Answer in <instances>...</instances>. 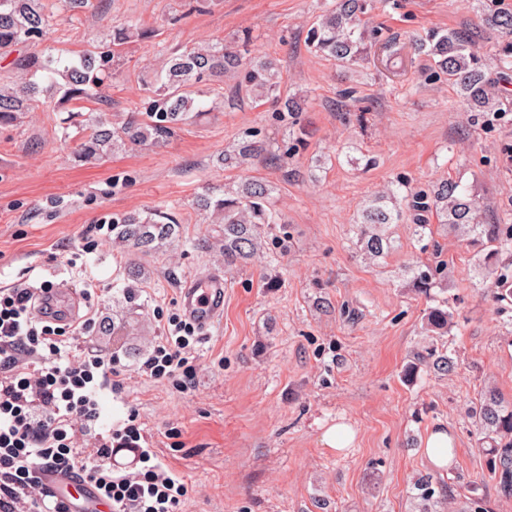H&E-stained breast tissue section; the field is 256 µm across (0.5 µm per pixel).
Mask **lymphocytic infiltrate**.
I'll use <instances>...</instances> for the list:
<instances>
[{
    "mask_svg": "<svg viewBox=\"0 0 512 512\" xmlns=\"http://www.w3.org/2000/svg\"><path fill=\"white\" fill-rule=\"evenodd\" d=\"M49 288L43 282L0 289V512H61L41 480L45 470L85 477L112 512H180L188 486L156 462L136 412L96 431L99 393L112 382V364L66 350L68 334H89L94 318L65 332L36 316V293ZM164 331L138 372L187 391L195 328L174 315ZM123 450L134 459L119 470L115 456Z\"/></svg>",
    "mask_w": 512,
    "mask_h": 512,
    "instance_id": "lymphocytic-infiltrate-1",
    "label": "lymphocytic infiltrate"
}]
</instances>
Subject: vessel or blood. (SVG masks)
I'll return each mask as SVG.
<instances>
[{"label": "vessel or blood", "mask_w": 512, "mask_h": 512, "mask_svg": "<svg viewBox=\"0 0 512 512\" xmlns=\"http://www.w3.org/2000/svg\"><path fill=\"white\" fill-rule=\"evenodd\" d=\"M227 283L222 272L213 271L186 281L180 292V308L186 320L201 332H209L224 310ZM43 483L55 492L64 512H112V506L99 499L81 477L43 471Z\"/></svg>", "instance_id": "vessel-or-blood-1"}]
</instances>
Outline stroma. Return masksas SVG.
<instances>
[{
  "label": "stroma",
  "instance_id": "obj_1",
  "mask_svg": "<svg viewBox=\"0 0 512 512\" xmlns=\"http://www.w3.org/2000/svg\"><path fill=\"white\" fill-rule=\"evenodd\" d=\"M325 0H221L183 12V0H104L77 20L58 17L45 47L67 57L90 49L113 22L133 16L187 47L250 35L280 71L277 98L248 97L224 81V106L180 130L162 148L129 145L99 165L70 155L78 130L63 134L65 112L40 106L0 129V288L66 281L98 296L92 335L78 350L110 359L113 387L101 392L100 424L136 410L153 452L183 477V512H420L414 481L440 477L456 498L480 481L491 512H512L485 480L471 400L495 389L512 401V302L491 297L495 279L475 270L477 245L445 224L424 238L394 224V251L372 259L355 248L362 206L388 190L430 191L457 181L476 192L487 224H512V82L501 83L504 113L473 122L456 89L419 50L434 31H458L497 74L501 39L483 10L512 0H379L367 16L368 53L348 65L313 54L309 29ZM151 43L127 49L101 109L121 123L138 111L142 81L160 68ZM300 97L288 124L278 98ZM259 133L267 153L247 169L218 162ZM247 176L272 187L280 221L263 239L273 263L225 270L216 227L192 205L205 189ZM177 208L180 240L143 257L130 277L128 253L97 220L112 213ZM442 257L447 283L430 295L412 288V265ZM222 269L224 315L196 345L187 393L137 373L180 310L190 278ZM448 304L450 334L427 333L430 308ZM447 347L454 372L419 371L413 353ZM336 423L352 427L349 448L321 442ZM453 439L450 467L424 452L429 432Z\"/></svg>",
  "mask_w": 512,
  "mask_h": 512
}]
</instances>
